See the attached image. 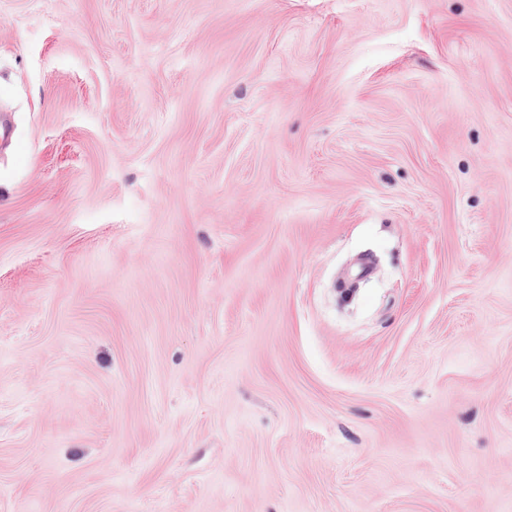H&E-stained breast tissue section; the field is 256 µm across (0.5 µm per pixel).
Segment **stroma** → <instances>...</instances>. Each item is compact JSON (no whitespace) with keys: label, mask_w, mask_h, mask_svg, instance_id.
<instances>
[{"label":"stroma","mask_w":512,"mask_h":512,"mask_svg":"<svg viewBox=\"0 0 512 512\" xmlns=\"http://www.w3.org/2000/svg\"><path fill=\"white\" fill-rule=\"evenodd\" d=\"M0 109V512H512V0H0Z\"/></svg>","instance_id":"stroma-1"}]
</instances>
